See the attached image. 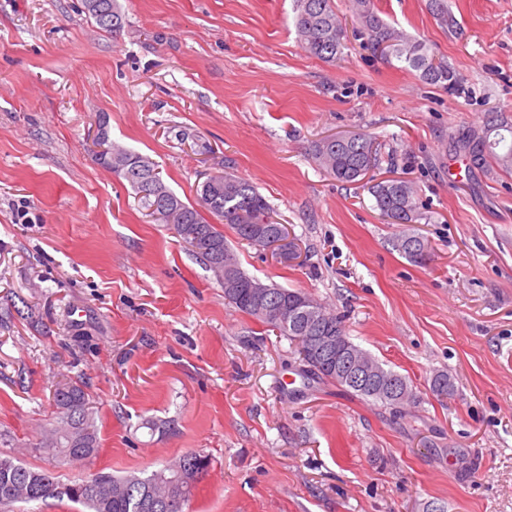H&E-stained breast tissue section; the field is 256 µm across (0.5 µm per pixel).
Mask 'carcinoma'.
Instances as JSON below:
<instances>
[{
    "instance_id": "1",
    "label": "carcinoma",
    "mask_w": 512,
    "mask_h": 512,
    "mask_svg": "<svg viewBox=\"0 0 512 512\" xmlns=\"http://www.w3.org/2000/svg\"><path fill=\"white\" fill-rule=\"evenodd\" d=\"M85 13L104 32L117 37L125 21L117 0H85ZM356 20L368 35L370 47L386 58H395L421 72L425 82L444 86L450 92L458 89V79L448 62L428 53L427 46L406 38L385 22L375 11L371 0H353ZM295 29L301 47L308 54L330 62L342 53L345 32L336 14L333 0H294ZM104 138L96 144L112 148V163L100 157L95 162L109 170L118 179L127 182L135 192L140 207L147 216L160 224H168L182 242L191 247L213 272L224 288V299L236 310L245 313L263 326L294 342L300 357H305V337L318 335L315 327L302 324L290 326L288 320L277 317V310L284 302L290 304L303 298L320 307L321 303L300 289H287L269 285L247 274L241 267L237 254L228 244L224 232L210 223L211 215L228 226L235 236L253 246L260 239L277 236L286 230L272 217L267 200L248 182L229 173H219L205 180L197 190V202L183 201L161 178L157 165L148 156L132 151ZM455 153L467 160L468 170L482 169L489 161L512 166V124L491 113L480 130H463L454 140ZM312 158L325 172L342 183H353L367 175L377 161V148L371 138L353 135L347 138H323L315 142ZM376 208L383 215L392 214L397 224H411L417 217V188L406 180H386L370 187ZM413 237L410 232L400 233L393 247L406 258L420 263L428 257V245H407ZM254 285L269 289L265 307L259 309L251 301L250 290ZM323 326L333 336H347L342 317L325 311ZM383 379H393L399 387L398 399L389 397L381 386L359 388L340 374L322 372L318 377L351 392L375 405L399 412L415 399L409 379L372 359ZM430 386L440 398L453 395L455 384L448 372L438 371ZM56 408L55 418L48 431L52 439L46 453L59 462L68 461L71 449L81 448L94 457L98 453L99 438L95 411L82 385L64 382L56 385L52 396ZM201 477L207 472L208 456L189 452L168 463L163 469L147 476L137 473L115 477L98 473L94 477L64 482L49 468L33 469L12 456H0V507L11 508L18 503L55 499L67 500L87 509V512H185L193 496L194 486L167 483L157 487L155 501L146 497V487L156 483L160 475L170 477L172 466ZM122 486V492L113 496L98 492L99 486Z\"/></svg>"
}]
</instances>
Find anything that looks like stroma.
Here are the masks:
<instances>
[{"label": "stroma", "instance_id": "1", "mask_svg": "<svg viewBox=\"0 0 512 512\" xmlns=\"http://www.w3.org/2000/svg\"><path fill=\"white\" fill-rule=\"evenodd\" d=\"M374 0L455 69L461 90L375 53L351 12L336 61L306 53L293 0H119L99 30L80 0H0V455L65 480L208 455L188 512H512V167L451 180L452 138L512 121V0ZM194 200L207 176L256 186L296 257L235 244L243 269L301 289L408 377L403 412L313 376L286 337L229 306L167 225L92 156L98 117ZM367 134L379 163L337 182L311 157ZM418 189L426 261L392 247L367 182ZM35 307L40 324L17 313ZM453 397L429 390L436 371ZM83 381L99 451L40 442L57 384ZM161 428H144L145 420Z\"/></svg>", "mask_w": 512, "mask_h": 512}]
</instances>
